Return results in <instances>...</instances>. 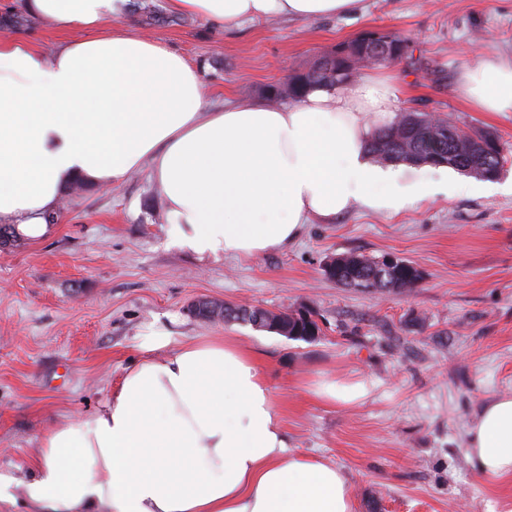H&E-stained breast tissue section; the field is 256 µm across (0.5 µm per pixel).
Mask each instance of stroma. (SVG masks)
Returning a JSON list of instances; mask_svg holds the SVG:
<instances>
[{
  "label": "stroma",
  "mask_w": 512,
  "mask_h": 512,
  "mask_svg": "<svg viewBox=\"0 0 512 512\" xmlns=\"http://www.w3.org/2000/svg\"><path fill=\"white\" fill-rule=\"evenodd\" d=\"M182 54L211 108L266 100L269 89L337 44L373 28L409 40L392 67L401 110L452 116L495 131L512 178V112H481L457 91L464 65L512 58V0H362L311 20L271 16L232 29L126 0L111 19ZM164 199L148 172L118 185L63 192L52 234L0 246V476L30 479L43 436L98 409L152 333L163 352L235 336L257 353L290 450L340 468L355 512H489L512 481L468 463L466 431L482 401L512 394V195L439 193L396 212L354 207L307 225L287 250L201 260L169 245ZM392 254L423 278L411 295L346 288L330 257ZM207 299L314 313L322 333L292 340L189 316ZM363 379L341 407L306 378Z\"/></svg>",
  "instance_id": "1"
}]
</instances>
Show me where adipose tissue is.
I'll list each match as a JSON object with an SVG mask.
<instances>
[{"label":"adipose tissue","mask_w":512,"mask_h":512,"mask_svg":"<svg viewBox=\"0 0 512 512\" xmlns=\"http://www.w3.org/2000/svg\"><path fill=\"white\" fill-rule=\"evenodd\" d=\"M122 0H25L66 40L44 54L0 41V223L39 240L66 186L108 188L149 167L166 202L167 239L199 257L283 251L306 224L354 205L400 209L404 170L367 146L395 117L394 75L316 88L298 103L208 111L180 53L109 29ZM360 0H170L224 26L269 15L309 20ZM459 92L483 112H512V60L465 66ZM315 396L350 406L363 381L309 380ZM465 453L482 476L512 480V396L487 397ZM34 512H354L336 466L289 450L269 378L236 337L184 343L127 369L94 413L43 438L31 479Z\"/></svg>","instance_id":"obj_1"}]
</instances>
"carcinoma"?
Returning <instances> with one entry per match:
<instances>
[{
    "label": "carcinoma",
    "mask_w": 512,
    "mask_h": 512,
    "mask_svg": "<svg viewBox=\"0 0 512 512\" xmlns=\"http://www.w3.org/2000/svg\"><path fill=\"white\" fill-rule=\"evenodd\" d=\"M352 64L349 59L328 54L304 69L308 80L295 89V100H300L310 89L332 87L335 79L330 76ZM505 145L498 137L480 128L461 126L450 118L424 112H403L388 127L376 132L369 154L380 164L406 162L413 165L444 164L462 173L485 180L499 177L505 162ZM336 283L372 294L412 293L422 280V272L412 263L401 261L387 265L378 257L349 253L336 260ZM224 317L229 320L265 328H278L288 332L294 340L315 339V324L295 317L286 310L267 319L240 317L239 308L224 307Z\"/></svg>",
    "instance_id": "cac0c4a2"
}]
</instances>
